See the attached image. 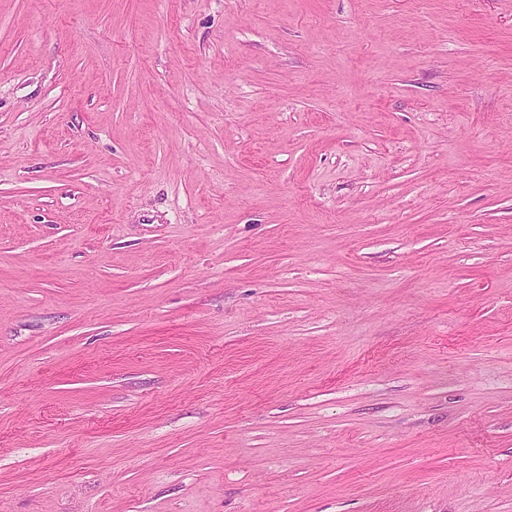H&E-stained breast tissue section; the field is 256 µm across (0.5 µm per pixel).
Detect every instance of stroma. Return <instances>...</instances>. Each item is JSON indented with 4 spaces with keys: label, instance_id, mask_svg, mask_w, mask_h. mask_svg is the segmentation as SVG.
Here are the masks:
<instances>
[{
    "label": "stroma",
    "instance_id": "35a3bbf8",
    "mask_svg": "<svg viewBox=\"0 0 512 512\" xmlns=\"http://www.w3.org/2000/svg\"><path fill=\"white\" fill-rule=\"evenodd\" d=\"M0 512H512V0H0Z\"/></svg>",
    "mask_w": 512,
    "mask_h": 512
}]
</instances>
